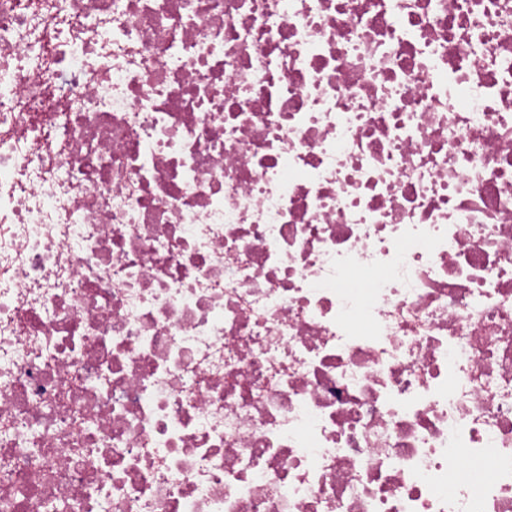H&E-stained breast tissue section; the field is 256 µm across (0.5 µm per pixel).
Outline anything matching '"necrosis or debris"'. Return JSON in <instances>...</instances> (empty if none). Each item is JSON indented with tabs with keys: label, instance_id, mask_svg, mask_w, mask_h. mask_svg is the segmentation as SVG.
<instances>
[{
	"label": "necrosis or debris",
	"instance_id": "necrosis-or-debris-1",
	"mask_svg": "<svg viewBox=\"0 0 512 512\" xmlns=\"http://www.w3.org/2000/svg\"><path fill=\"white\" fill-rule=\"evenodd\" d=\"M0 512H512V0H0Z\"/></svg>",
	"mask_w": 512,
	"mask_h": 512
}]
</instances>
